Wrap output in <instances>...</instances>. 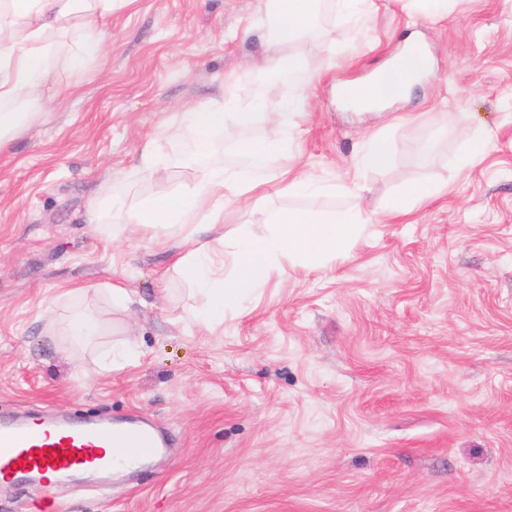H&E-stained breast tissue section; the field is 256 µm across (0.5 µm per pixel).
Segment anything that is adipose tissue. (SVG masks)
<instances>
[{
	"label": "adipose tissue",
	"mask_w": 512,
	"mask_h": 512,
	"mask_svg": "<svg viewBox=\"0 0 512 512\" xmlns=\"http://www.w3.org/2000/svg\"><path fill=\"white\" fill-rule=\"evenodd\" d=\"M129 0H6L0 5V102L37 101L51 78L54 44L51 36L71 17H79L82 44L71 54L72 67H81L86 54L103 47L104 25L112 12ZM320 0H266L265 21L268 69L283 75L304 72V57L296 52L280 54L285 44L295 42L312 24ZM416 82L408 71L384 68L363 84H352L356 104L364 111L380 108L406 93ZM289 149L288 133L275 125L260 141H245L240 151L254 165L267 168ZM262 180L244 181L221 170H204L193 180L129 211L128 221L145 239L163 243L175 226L187 227L183 248L173 267L202 296L194 309V322L211 327L224 321L226 306L253 293L263 272L281 256H288L309 269L323 267L337 253L354 243L362 221L357 212L340 209L318 215L282 212L271 233L241 234L225 238L224 201L231 196L260 191ZM232 255L233 271L225 273L224 255Z\"/></svg>",
	"instance_id": "ef3b65f1"
}]
</instances>
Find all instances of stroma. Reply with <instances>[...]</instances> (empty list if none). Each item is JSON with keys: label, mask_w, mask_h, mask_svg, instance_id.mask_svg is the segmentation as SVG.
I'll use <instances>...</instances> for the list:
<instances>
[{"label": "stroma", "mask_w": 512, "mask_h": 512, "mask_svg": "<svg viewBox=\"0 0 512 512\" xmlns=\"http://www.w3.org/2000/svg\"><path fill=\"white\" fill-rule=\"evenodd\" d=\"M263 12L264 0H131L79 72L81 29L54 33L36 115L0 141V410L133 417L171 448L108 484L0 489V512H512V0H455L432 18L401 0L343 17L324 0L290 46L309 75L294 86L256 65ZM411 36L430 68L410 93L377 113L346 107L340 86ZM228 93L246 119L192 152L178 113ZM261 101L293 103L283 167L320 189L293 193L281 167L260 171L262 194L225 203V235L269 234L288 210L353 209L367 223L324 267L277 259L203 329L171 249L139 243L126 212L201 168L251 177L237 144L267 135ZM479 133L487 148L458 168ZM372 134L391 158L364 169ZM148 144L151 176L139 169ZM417 182L443 190L390 218L387 202ZM110 195L123 202L112 240L88 219ZM119 278L134 299L123 315L96 292ZM76 285L90 295L68 296ZM78 308L101 335H51ZM128 339L138 361L100 373V354Z\"/></svg>", "instance_id": "1"}]
</instances>
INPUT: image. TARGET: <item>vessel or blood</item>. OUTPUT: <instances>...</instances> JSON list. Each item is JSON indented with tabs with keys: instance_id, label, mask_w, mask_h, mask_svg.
<instances>
[{
	"instance_id": "1",
	"label": "vessel or blood",
	"mask_w": 512,
	"mask_h": 512,
	"mask_svg": "<svg viewBox=\"0 0 512 512\" xmlns=\"http://www.w3.org/2000/svg\"><path fill=\"white\" fill-rule=\"evenodd\" d=\"M119 444L121 457L107 455ZM164 441L145 426L115 429L111 419L52 413L36 419L0 417V483L63 481L77 472L106 474L162 454Z\"/></svg>"
}]
</instances>
